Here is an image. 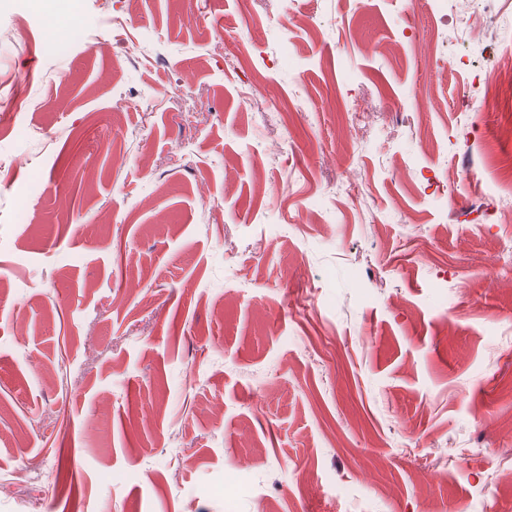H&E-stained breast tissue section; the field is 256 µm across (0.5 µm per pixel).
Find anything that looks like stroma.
Masks as SVG:
<instances>
[{
  "instance_id": "1",
  "label": "stroma",
  "mask_w": 512,
  "mask_h": 512,
  "mask_svg": "<svg viewBox=\"0 0 512 512\" xmlns=\"http://www.w3.org/2000/svg\"><path fill=\"white\" fill-rule=\"evenodd\" d=\"M482 5L0 0V512H512Z\"/></svg>"
}]
</instances>
